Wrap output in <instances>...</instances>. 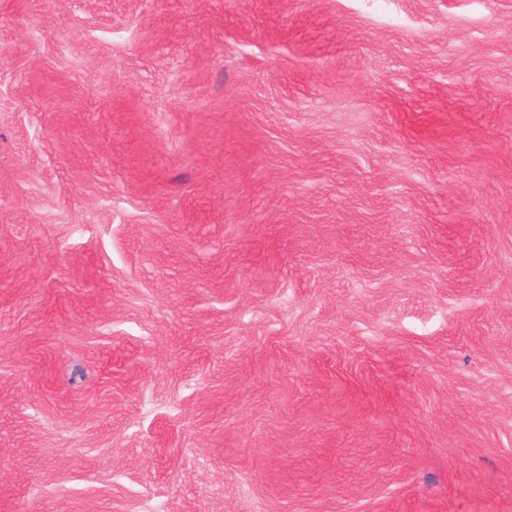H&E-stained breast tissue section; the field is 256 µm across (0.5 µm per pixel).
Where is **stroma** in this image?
I'll return each instance as SVG.
<instances>
[{
	"label": "stroma",
	"mask_w": 512,
	"mask_h": 512,
	"mask_svg": "<svg viewBox=\"0 0 512 512\" xmlns=\"http://www.w3.org/2000/svg\"><path fill=\"white\" fill-rule=\"evenodd\" d=\"M0 512H512V0H0Z\"/></svg>",
	"instance_id": "obj_1"
}]
</instances>
